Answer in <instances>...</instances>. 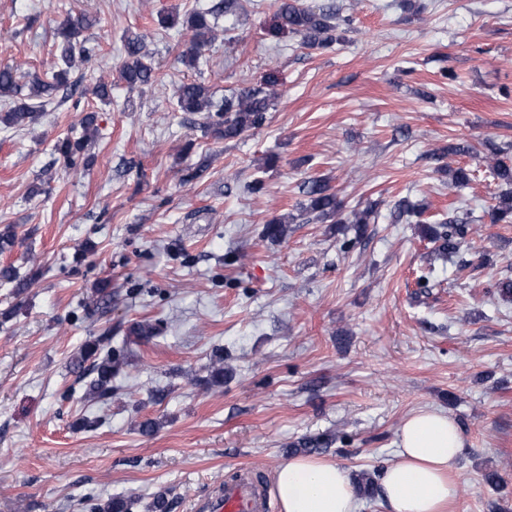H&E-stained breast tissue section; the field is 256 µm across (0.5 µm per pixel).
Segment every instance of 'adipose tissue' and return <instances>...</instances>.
I'll return each instance as SVG.
<instances>
[{
	"label": "adipose tissue",
	"instance_id": "1",
	"mask_svg": "<svg viewBox=\"0 0 512 512\" xmlns=\"http://www.w3.org/2000/svg\"><path fill=\"white\" fill-rule=\"evenodd\" d=\"M398 454L382 472L377 496L386 512H457L464 437L456 419L434 409L404 418ZM273 483L281 512H357V495L339 463L298 457L280 464Z\"/></svg>",
	"mask_w": 512,
	"mask_h": 512
}]
</instances>
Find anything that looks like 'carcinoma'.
<instances>
[{
    "label": "carcinoma",
    "instance_id": "obj_1",
    "mask_svg": "<svg viewBox=\"0 0 512 512\" xmlns=\"http://www.w3.org/2000/svg\"><path fill=\"white\" fill-rule=\"evenodd\" d=\"M158 22L169 29L181 26L191 31L188 43L179 54L180 62L194 68L200 60L202 50L224 32L219 26V17L214 8L198 10L186 18L171 12L159 17ZM98 19L84 13H68L58 24L61 41L58 44L57 61L51 78L48 80L33 77L29 85H22L17 78V68L0 67V97L12 99V106L0 112V126L22 129L36 120L42 111L58 93L69 96L84 97V90L71 80V72L78 61L88 62L96 50L87 45L83 33L96 25ZM352 19L342 17L332 7L323 5H304L299 0H281L278 9V30L288 31L299 36L302 44L312 49H322L338 41L335 31L340 26H349ZM145 34L134 33L126 36L125 59L122 62L119 78L128 87L136 88L150 85L156 79V68L152 57L146 49ZM274 92L262 90H245L240 94L217 100L209 88L196 82H183L176 90V106L180 112L205 113V130L212 131L225 139H234L242 134L261 128L266 122L269 100ZM96 113L87 112L79 120L81 132L67 135L54 145V154L64 168L70 173H83L92 163L87 153L88 146L99 136ZM487 167L493 178L507 186V190L496 197V203L488 212L491 223H512V164L500 159L506 148L488 141ZM448 185L463 188L471 182L470 170L458 167L448 169ZM307 202L300 207L296 216L282 215L268 222L265 234L271 239L286 237L288 225L297 220H331L334 224H369L375 221V211L371 207L354 211L347 218L340 217L341 203L329 183L324 179H311L304 183ZM395 210L414 214L418 223L424 225V234L438 244L440 254L450 255L459 252L461 244L474 232L470 223L456 217L429 224L422 219L425 208L415 207L401 200ZM105 340L99 337L87 342L80 350L79 359L89 363L88 390L86 396L98 401L112 397V376L119 370L120 352L104 348ZM134 502L124 497H111L96 505V512H132Z\"/></svg>",
    "mask_w": 512,
    "mask_h": 512
}]
</instances>
